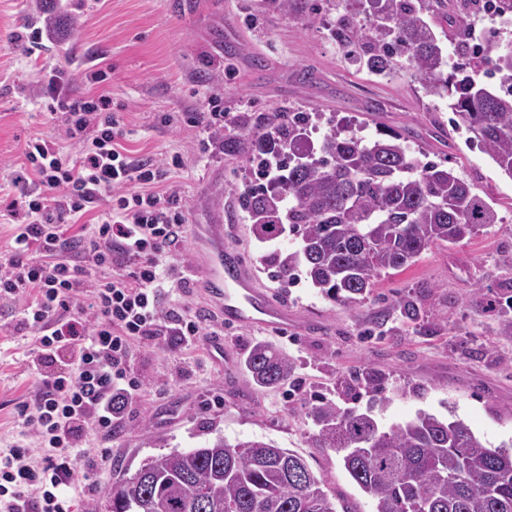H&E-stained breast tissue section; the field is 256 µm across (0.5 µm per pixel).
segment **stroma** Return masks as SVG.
Listing matches in <instances>:
<instances>
[{
  "label": "stroma",
  "instance_id": "obj_1",
  "mask_svg": "<svg viewBox=\"0 0 512 512\" xmlns=\"http://www.w3.org/2000/svg\"><path fill=\"white\" fill-rule=\"evenodd\" d=\"M42 4L0 0V184L18 175L29 138L61 140L62 117L49 114L39 93L43 64L61 69L75 94H109L113 111L125 115L128 150L184 158L176 180L186 222L166 254L184 284L167 287L163 303L204 327L187 351L166 336L137 343L131 369L143 384L139 403L111 439L92 432L84 442L110 452L108 468L95 456L85 461L97 481L95 501L111 488L113 470L131 475L149 458L223 438L293 450L351 512H374L339 457L310 443L318 428L309 411L321 397L371 411L385 428L421 411L460 419L486 447L512 449V338L499 335L496 312L462 300L477 287L489 300L512 295V177L454 128L447 101L409 75L379 78L346 56L333 37L346 12L337 0H296L289 10L281 0H54L50 16ZM53 16L63 32L39 56L25 57L17 36ZM94 68L105 72L104 82L86 80ZM211 90L224 114L220 132L194 123L209 111ZM290 111L310 113L307 143L314 149L331 118L365 138L402 133L415 154L447 160L494 207L499 223L382 275L355 307L325 298L301 276L282 285L266 262L268 247L243 219L238 193L250 177L255 117ZM228 135L242 136L240 151H225ZM218 220L257 287L287 303L295 321L290 338L226 325L211 302L198 228ZM409 299L418 319L401 314ZM18 311L0 300V450L35 444L17 422L41 385L28 358L33 335L17 330ZM257 343L293 359L292 382L262 388L253 381L243 361ZM217 394L223 406L213 404Z\"/></svg>",
  "mask_w": 512,
  "mask_h": 512
}]
</instances>
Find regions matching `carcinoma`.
<instances>
[{
    "label": "carcinoma",
    "mask_w": 512,
    "mask_h": 512,
    "mask_svg": "<svg viewBox=\"0 0 512 512\" xmlns=\"http://www.w3.org/2000/svg\"><path fill=\"white\" fill-rule=\"evenodd\" d=\"M360 24L336 27V40L384 78L405 71L434 96L448 97L455 125L512 178V43L492 46L485 64L497 79L448 67L424 17L423 0H369ZM450 71H445V68ZM306 112H267L257 122L248 162L255 181L239 196L254 237L290 233L297 249L274 250L280 280L301 272L325 297L354 307L382 274L411 265L423 251L457 243L493 208L454 169L417 157L406 138L365 140L330 129L319 153L305 147ZM246 364L257 385L275 388L293 361L263 343ZM318 448L342 455L344 468L375 501V512H512V452L487 448L460 419L426 412L379 426L371 412L320 399L311 408ZM100 512H338L299 454L264 441L230 443L152 457L132 476L118 474Z\"/></svg>",
    "instance_id": "1"
}]
</instances>
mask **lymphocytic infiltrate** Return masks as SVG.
<instances>
[{
    "label": "lymphocytic infiltrate",
    "mask_w": 512,
    "mask_h": 512,
    "mask_svg": "<svg viewBox=\"0 0 512 512\" xmlns=\"http://www.w3.org/2000/svg\"><path fill=\"white\" fill-rule=\"evenodd\" d=\"M44 72L41 94L79 151L28 139L24 188L0 210L15 226L0 255V299L23 302L17 325L37 333L42 376L34 406L19 414L39 447L0 452V512H76L90 500L92 484L77 475L83 441L112 433L138 402L134 344L168 336L188 346L202 334L197 317L160 305L175 275L164 254L185 222L173 181L180 156L132 155L110 96L73 95L57 67Z\"/></svg>",
    "instance_id": "lymphocytic-infiltrate-1"
}]
</instances>
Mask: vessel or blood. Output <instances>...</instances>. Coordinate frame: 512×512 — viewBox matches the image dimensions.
<instances>
[{"instance_id": "b4317fda", "label": "vessel or blood", "mask_w": 512, "mask_h": 512, "mask_svg": "<svg viewBox=\"0 0 512 512\" xmlns=\"http://www.w3.org/2000/svg\"><path fill=\"white\" fill-rule=\"evenodd\" d=\"M206 235L212 250L208 285L224 313L225 323L277 331L287 329V305L274 302L254 287L249 270L235 252L225 246L222 225H208Z\"/></svg>"}]
</instances>
